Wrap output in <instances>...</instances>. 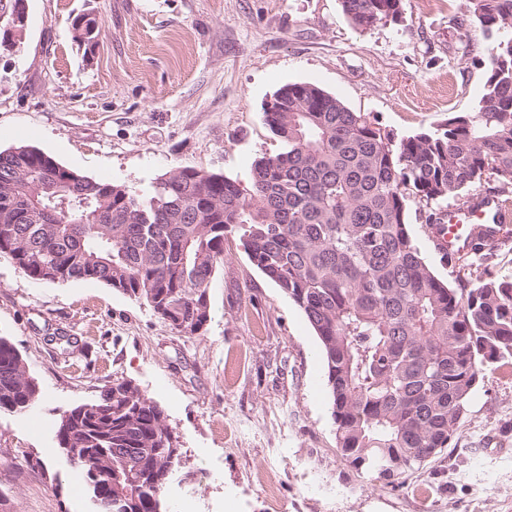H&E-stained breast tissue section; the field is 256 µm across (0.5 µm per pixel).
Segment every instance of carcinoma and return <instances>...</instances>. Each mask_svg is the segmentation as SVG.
<instances>
[{"label":"carcinoma","mask_w":512,"mask_h":512,"mask_svg":"<svg viewBox=\"0 0 512 512\" xmlns=\"http://www.w3.org/2000/svg\"><path fill=\"white\" fill-rule=\"evenodd\" d=\"M402 0H341L360 31L396 19ZM486 33L490 67L472 112L435 130L398 137L311 83L278 90L285 107L264 113L279 151L253 162L251 186L222 173L175 169L136 195L58 163L37 147L0 151V255L45 283L94 280L145 303L183 336L201 333L209 288L224 266V235L301 311L327 369L336 449L383 487L450 447L484 372L512 359V276L494 243L468 226L467 252L448 285L409 233L407 201L425 227L441 203L485 178L512 202V0H464ZM39 397L13 343L0 336V410ZM59 444L92 450L112 477L114 506L163 512L181 462L164 411L131 382L63 412Z\"/></svg>","instance_id":"cac0c4a2"}]
</instances>
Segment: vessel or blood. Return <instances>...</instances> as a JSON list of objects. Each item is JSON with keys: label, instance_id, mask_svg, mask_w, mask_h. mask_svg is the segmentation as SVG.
Here are the masks:
<instances>
[{"label": "vessel or blood", "instance_id": "1", "mask_svg": "<svg viewBox=\"0 0 512 512\" xmlns=\"http://www.w3.org/2000/svg\"><path fill=\"white\" fill-rule=\"evenodd\" d=\"M476 220L487 226H500L511 221L498 198L478 199L461 212L448 213L444 223L430 228V237L440 254L461 252L465 249L464 226Z\"/></svg>", "mask_w": 512, "mask_h": 512}]
</instances>
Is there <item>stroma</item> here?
<instances>
[{"label": "stroma", "instance_id": "obj_1", "mask_svg": "<svg viewBox=\"0 0 512 512\" xmlns=\"http://www.w3.org/2000/svg\"><path fill=\"white\" fill-rule=\"evenodd\" d=\"M17 48H0V150L31 144L140 194L183 167L249 188L278 142L263 108L311 83L399 135L472 111L487 41L463 0H403L398 20L354 29L340 0H27ZM101 23L93 54L75 16ZM209 289L210 319L185 337L103 283H45L0 257V336L39 388L0 411V512H96L59 448L61 414L127 380L164 409L182 452L165 496L194 512H512V362L486 374L452 445L398 487L357 476L336 450L326 367L298 308L234 234Z\"/></svg>", "mask_w": 512, "mask_h": 512}]
</instances>
